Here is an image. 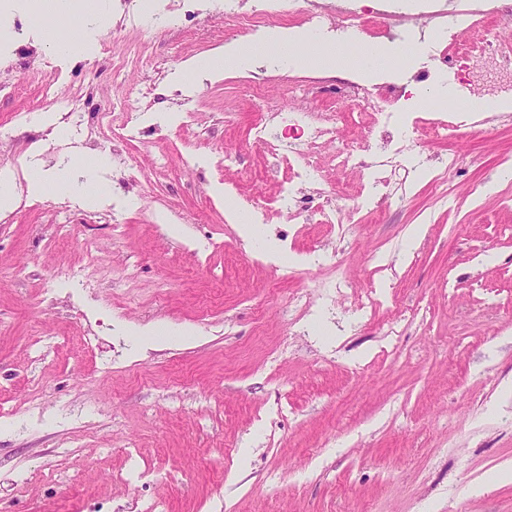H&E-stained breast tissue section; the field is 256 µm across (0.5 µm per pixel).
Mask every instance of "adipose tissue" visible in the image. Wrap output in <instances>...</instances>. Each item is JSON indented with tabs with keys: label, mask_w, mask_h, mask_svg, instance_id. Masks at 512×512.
Instances as JSON below:
<instances>
[{
	"label": "adipose tissue",
	"mask_w": 512,
	"mask_h": 512,
	"mask_svg": "<svg viewBox=\"0 0 512 512\" xmlns=\"http://www.w3.org/2000/svg\"><path fill=\"white\" fill-rule=\"evenodd\" d=\"M71 10L70 0H0V16H12L17 13H37L52 17L49 30L43 31L45 43L54 47L60 54L74 56L91 52L94 47V32L86 30L80 37H71L66 19ZM350 36L335 41H324L309 35L298 33L284 36L272 33L263 43L249 47H221L206 57L187 61L188 71L206 79L221 75L224 70L259 64L268 59L285 58L299 67L315 66L324 70L349 67L351 62L347 54ZM419 46L404 49L389 44L383 47L364 46L360 49L357 64L366 76L376 75L380 68L402 69L409 58L418 56ZM29 190L35 195L50 194L64 197L81 193L86 206H102L111 196L109 185L99 184L95 189H81L72 181L68 171L60 170L47 173L40 169H31Z\"/></svg>",
	"instance_id": "1"
}]
</instances>
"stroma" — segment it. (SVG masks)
<instances>
[{"label": "stroma", "instance_id": "obj_1", "mask_svg": "<svg viewBox=\"0 0 512 512\" xmlns=\"http://www.w3.org/2000/svg\"><path fill=\"white\" fill-rule=\"evenodd\" d=\"M160 0H121L82 61L37 46L40 16L0 40V131L11 130L20 204L0 216V512H512V111L477 116L452 139L418 133L406 196L379 198L368 173L324 153L310 190L334 189L353 222H287L270 212L244 241L225 196L267 208L294 173L246 143L259 105L288 107V87L320 80L318 111L353 113L341 134L368 151L385 135L370 113L337 103L336 73L282 61L201 81L190 59L263 42L227 21L222 0L196 19L133 31L129 16ZM470 0L384 5L377 45L420 34L418 71L462 83L414 17L452 15ZM144 53L115 71L113 44ZM404 75L366 82L377 91ZM135 88L162 132L112 153L110 126L58 139L13 117L63 116L73 94L120 111ZM463 157L444 187L432 178ZM104 153L112 201L28 190L33 163L51 171ZM223 187L216 195L215 187ZM121 209L123 223L112 221ZM423 227L416 243L412 225ZM275 239L302 257L278 264ZM97 240L110 287L68 280ZM335 253V265L317 255ZM191 326L193 340L144 332ZM248 456H241V449Z\"/></svg>", "mask_w": 512, "mask_h": 512}]
</instances>
